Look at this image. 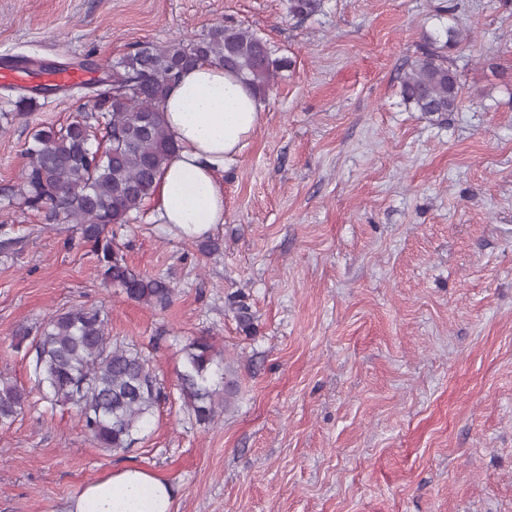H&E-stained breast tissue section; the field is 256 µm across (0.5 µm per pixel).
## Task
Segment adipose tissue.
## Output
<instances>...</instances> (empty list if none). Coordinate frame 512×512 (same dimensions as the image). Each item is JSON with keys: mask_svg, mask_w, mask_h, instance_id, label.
Segmentation results:
<instances>
[{"mask_svg": "<svg viewBox=\"0 0 512 512\" xmlns=\"http://www.w3.org/2000/svg\"><path fill=\"white\" fill-rule=\"evenodd\" d=\"M161 110L175 142L153 196V219L182 238H200L224 221V166L262 123V106L233 73L202 62L184 71ZM167 481L127 467L86 485L69 512H173Z\"/></svg>", "mask_w": 512, "mask_h": 512, "instance_id": "1", "label": "adipose tissue"}]
</instances>
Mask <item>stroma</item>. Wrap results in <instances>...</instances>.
<instances>
[{
    "label": "stroma",
    "instance_id": "35a3bbf8",
    "mask_svg": "<svg viewBox=\"0 0 512 512\" xmlns=\"http://www.w3.org/2000/svg\"><path fill=\"white\" fill-rule=\"evenodd\" d=\"M249 28L288 60L263 122L224 172V222L201 251L154 223L117 232L126 259L175 290L164 310L100 283L72 225L0 210V378L29 392L0 428V512H68L120 468L175 489L174 512H512V0H0V62L101 64L146 44ZM462 104L409 109L400 77L426 37ZM0 131V195L33 132L72 120L77 90ZM74 305L151 359L166 394L126 451L50 407L13 346ZM224 353L231 404L210 424L177 386L182 349Z\"/></svg>",
    "mask_w": 512,
    "mask_h": 512
}]
</instances>
